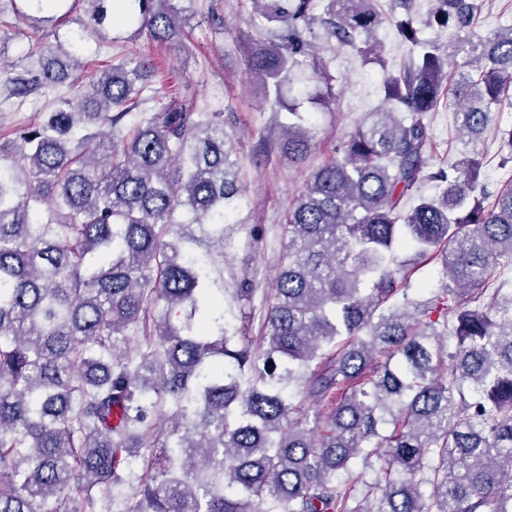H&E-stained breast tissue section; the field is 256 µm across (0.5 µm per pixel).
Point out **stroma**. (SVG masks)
Returning <instances> with one entry per match:
<instances>
[{"label": "stroma", "mask_w": 512, "mask_h": 512, "mask_svg": "<svg viewBox=\"0 0 512 512\" xmlns=\"http://www.w3.org/2000/svg\"><path fill=\"white\" fill-rule=\"evenodd\" d=\"M11 2L0 0V16L7 21L0 28V46L6 49L9 60L23 65L31 46L48 49L75 40L86 69L115 57L152 60L161 68L155 82L158 90L176 95L184 106L223 113L224 128L235 138L239 177L245 186L232 222L224 231V312L227 321L239 327L243 336L260 343L268 290L287 241L285 215L306 174L334 154L365 113L379 107L383 81L406 59L407 43L387 23L376 31L381 46V55L376 59L363 58L332 40H318L319 57L332 74L339 76L340 83L334 99L305 103L317 148L305 163L295 165L282 151L286 109L267 103L262 87L249 79L250 50L269 41L272 32L250 25V7L245 0H176L177 8L188 18L179 37L183 48L178 53L172 46L128 31L118 33L108 25L99 33L78 37L77 21L84 18L86 10L82 2L74 10L55 11L53 22L47 25L18 16ZM52 96L51 90L43 89L21 105L13 99L0 100V130L37 121ZM429 121L434 162L446 165L462 147L456 135L454 110L447 99H440L430 112ZM509 129L512 107L505 105L493 110L486 132L475 145L483 159V183L491 193L512 182V163L502 161L512 151L502 138ZM243 281L251 284L253 294L240 301L233 290Z\"/></svg>", "instance_id": "35a3bbf8"}]
</instances>
